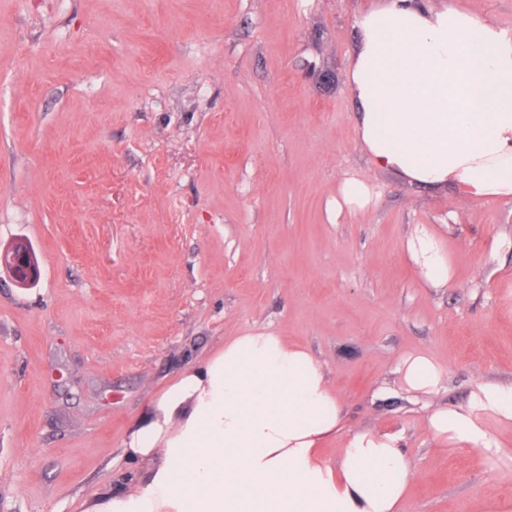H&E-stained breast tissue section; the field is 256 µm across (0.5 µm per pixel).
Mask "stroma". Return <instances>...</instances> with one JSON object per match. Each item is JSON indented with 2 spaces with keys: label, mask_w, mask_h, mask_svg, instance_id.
<instances>
[{
  "label": "stroma",
  "mask_w": 512,
  "mask_h": 512,
  "mask_svg": "<svg viewBox=\"0 0 512 512\" xmlns=\"http://www.w3.org/2000/svg\"><path fill=\"white\" fill-rule=\"evenodd\" d=\"M380 0H0V512H81L188 366L268 329L307 347L346 433L400 434L403 512L512 500V463L425 426L512 384V203L421 188L359 143L357 18ZM378 193L334 217L345 175ZM454 269L423 287L402 244ZM443 366L413 399L399 359ZM403 246L424 287L448 288L453 283L454 270L448 254L428 225H417ZM1 265L9 269L13 279L21 285L36 282L40 275L35 256L29 245L18 243L10 250L1 253Z\"/></svg>",
  "instance_id": "35a3bbf8"
}]
</instances>
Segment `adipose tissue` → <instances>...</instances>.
Returning a JSON list of instances; mask_svg holds the SVG:
<instances>
[{"mask_svg": "<svg viewBox=\"0 0 512 512\" xmlns=\"http://www.w3.org/2000/svg\"><path fill=\"white\" fill-rule=\"evenodd\" d=\"M349 70L360 143L373 163L424 188L512 202V32L455 5L383 0L356 21ZM405 253L427 288L454 281L447 252L417 225ZM401 387L433 396L445 373L423 353L396 367ZM482 408L512 421V385L487 384L469 408L438 409L440 442L486 451ZM345 427L323 365L270 330L231 337L185 369L131 429L129 483L91 495L83 512H401L412 468L397 433L351 434L336 465L319 458Z\"/></svg>", "mask_w": 512, "mask_h": 512, "instance_id": "adipose-tissue-1", "label": "adipose tissue"}]
</instances>
